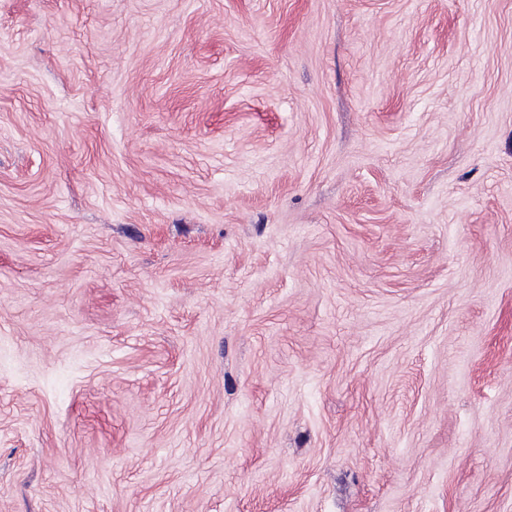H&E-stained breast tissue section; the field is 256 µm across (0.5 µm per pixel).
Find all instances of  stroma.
<instances>
[{
	"instance_id": "1",
	"label": "stroma",
	"mask_w": 512,
	"mask_h": 512,
	"mask_svg": "<svg viewBox=\"0 0 512 512\" xmlns=\"http://www.w3.org/2000/svg\"><path fill=\"white\" fill-rule=\"evenodd\" d=\"M0 512H512V0H0Z\"/></svg>"
}]
</instances>
